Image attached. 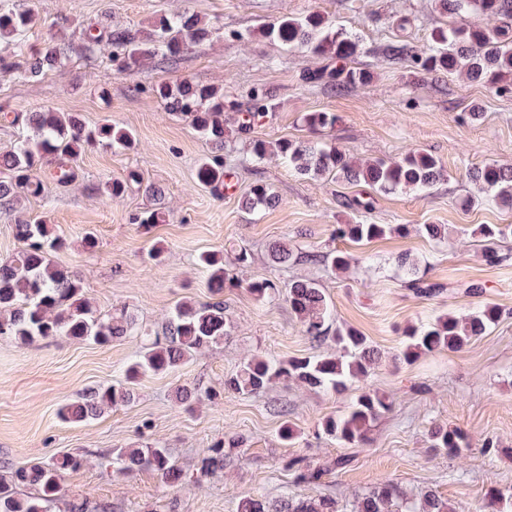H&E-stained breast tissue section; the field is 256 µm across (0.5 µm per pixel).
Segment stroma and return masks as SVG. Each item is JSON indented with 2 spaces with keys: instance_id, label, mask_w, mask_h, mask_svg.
I'll return each instance as SVG.
<instances>
[{
  "instance_id": "35a3bbf8",
  "label": "stroma",
  "mask_w": 512,
  "mask_h": 512,
  "mask_svg": "<svg viewBox=\"0 0 512 512\" xmlns=\"http://www.w3.org/2000/svg\"><path fill=\"white\" fill-rule=\"evenodd\" d=\"M23 9L33 10L37 21L21 36L0 41V60L24 67L52 35L69 44V57L37 78H0V112H78L90 125L108 118L138 140L133 150L88 149L74 165L71 184L49 186L46 198L25 200L30 220L46 221L66 240L56 262L81 274L85 296L98 311L125 305L152 329L176 303L212 300L208 274L195 262L198 253L223 250L239 283L222 294L232 321L223 345L192 354L176 372L142 377L132 403L84 424L63 422L59 408L87 388L123 381L122 367L140 351V337L107 347L63 336L29 347L0 339V467L27 466L62 452L81 455L82 464L62 477L61 502L102 504L107 512H238L246 497L273 502L316 494L333 496L338 512H351L356 497L385 481L414 495L436 490L456 512H482L493 487L512 494V235L501 239V260L491 264L472 234L479 224L512 226V208L465 203L472 192L470 167H512V92L420 69L415 53L434 27L449 21L435 0H0V11ZM183 9L210 21L213 30L208 41L175 62L154 60L124 75L113 73L105 57L87 58L80 51L88 28L147 30L156 15ZM311 11L359 38L351 65L369 72L370 83L333 92L309 82L307 71L336 68L335 59L283 49L259 32L262 24ZM402 16L410 20L403 30L396 25ZM396 42L408 44L413 57L388 61L385 49ZM185 80L224 90L228 183L217 191L196 179L210 146L153 93L158 85ZM255 88L270 89L276 108L245 132L239 115ZM475 105L481 119H464ZM309 112H332L338 121L314 133L302 123ZM255 139L332 143L360 160H393L417 149L439 158L447 176L427 193L383 195L363 184L301 177L272 157L254 159ZM132 171L158 186L161 197L134 190L107 204L93 192V184ZM259 183L274 187L278 204L245 210L244 197ZM148 208L165 211L166 222L149 229L131 223L132 214ZM355 221L403 224L408 233L362 246L339 243L336 226ZM422 224H445L452 233L436 243L419 236ZM88 232L98 241L91 251L82 243ZM282 239L305 255L342 247L368 260L346 272L306 258L270 264L267 247ZM156 247L164 250L158 260L150 256ZM243 248L251 260L240 267L232 258ZM405 252L416 257L418 278L438 284V293L419 295L405 287L395 265ZM262 279L319 281L337 324L359 330L380 352L369 377L339 393L277 382L256 395L225 394V376L245 355L288 359L319 349L286 297L260 302L248 292V282ZM476 285L482 294H472ZM487 302L499 308L498 323L462 350L399 360L408 327ZM180 386L215 389L222 396L186 410L174 400ZM368 389L391 405L374 423L368 445L341 447L319 433L324 417L346 413ZM286 423L297 432L290 446L279 437ZM435 424L462 430L469 448L458 457L431 450L428 430ZM232 436L244 443L225 449L223 471L179 490L155 472L125 475L102 462L113 449L155 443L192 474L209 448ZM488 438L498 442L500 453L484 452ZM296 456L326 468L319 484L294 482L285 463ZM339 456L350 458L346 469H334Z\"/></svg>"
}]
</instances>
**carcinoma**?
Returning a JSON list of instances; mask_svg holds the SVG:
<instances>
[{"label":"carcinoma","instance_id":"cac0c4a2","mask_svg":"<svg viewBox=\"0 0 512 512\" xmlns=\"http://www.w3.org/2000/svg\"><path fill=\"white\" fill-rule=\"evenodd\" d=\"M440 13L455 19L449 26L432 30L423 54L417 63L428 73H459L472 83L497 92L512 89V0H436ZM472 13L494 21L493 26H473L466 22ZM36 22L34 13L22 10L0 13V39L16 37ZM263 35L285 49L303 47L314 56L336 58L339 68L326 72L309 71L306 79L324 81L332 87L365 85L371 80L367 72L347 66L358 51L359 41L340 29H333L319 12L301 17H285L263 28ZM208 23L187 11L158 15L149 33L142 35L130 29H108L86 34L81 53L95 56L105 50L114 71L131 74L148 60L166 61L208 40ZM70 47L56 40H47L33 53L23 70L24 75L39 77L53 70L68 56ZM157 97L169 112L179 113L211 146L224 150V93L215 86H199L188 81L160 85ZM252 107L241 113V129L261 123L275 109L272 95L255 89L250 94ZM12 122L29 126L33 134L0 151V208L14 211L22 196L42 197L49 182L66 185L75 179L73 163L89 148L103 146L129 150L135 139L129 130L109 120L90 127L77 112L16 113ZM337 117L332 112H311L304 116L312 130L331 128ZM251 153L263 160L275 155L298 174L311 178L323 176L348 183H363L372 190L391 194L424 192L444 176L445 168L433 155L412 150L394 161L356 160L334 145L309 140L282 139L274 143L262 139L252 141ZM196 178L202 185L216 189L224 185V164L218 156L205 157L198 165ZM467 179L475 192L469 202L482 200L486 193L503 206L512 207V168L486 163L473 166ZM142 185L140 177L131 172L125 177L108 178L94 186L106 202L121 199ZM276 204V193L268 184L254 185L242 205L254 210ZM133 224L151 225L165 222L157 209H146L130 217ZM403 234L406 227L389 224H340L336 236L361 245L380 239L390 232ZM20 248L6 259H0V338L14 339L22 345L66 336L79 342L110 346L125 336L145 337L142 350L124 367L125 383L98 386L85 390L77 399L60 409L62 419L83 423L99 417L105 410L134 399V385L147 374L176 371L186 357L202 349L224 343L230 335L231 320L224 314V301L191 304L179 303L169 313L161 329L148 332L138 327L128 307L100 313L84 296V282L78 272L57 265L53 254L64 247L63 239L52 233L43 221H30L19 216L13 224ZM488 246L486 259L499 261L493 244L506 235L498 224H480L474 230ZM272 263L286 265L296 260L286 241L270 245ZM334 270H348L359 264L349 252L332 250L328 254ZM196 263L209 275L212 293H223L226 283H234L224 264V252L210 250L200 253ZM247 290L256 300L264 301L279 293V285L269 279L251 281ZM288 303L305 333L324 350L313 356L286 360L252 356L245 359L236 373L224 379V393L249 395L272 383L292 382L310 388L340 392L353 379L366 378L380 359V353L367 338L351 327H333V305L323 288L314 280L288 283ZM499 309L485 303L464 316L440 315L434 320L405 331V346L398 358L411 362L418 356L448 349L458 351L494 325ZM212 398L213 393L182 386L176 390V401L189 405L200 396ZM386 399L370 391L362 392L341 417L328 416L321 422L323 433L339 445H359L366 441L373 423L389 410ZM430 447L459 456L468 447L466 435L458 428L438 425L428 434ZM112 462L119 470L132 474L140 470L157 473L162 481L177 488L184 483V473L166 449L145 444L116 448ZM80 465L75 455H62L48 463L0 470V512H56L60 502L62 473ZM224 469V451L217 445L201 461L200 475ZM288 470L300 482L316 481L325 469L293 458ZM238 512H337L336 501L325 495L293 499L288 496L279 505L259 497H246ZM351 512H453L448 501L428 489L420 497L409 496L394 482H384L357 499Z\"/></svg>","mask_w":512,"mask_h":512}]
</instances>
